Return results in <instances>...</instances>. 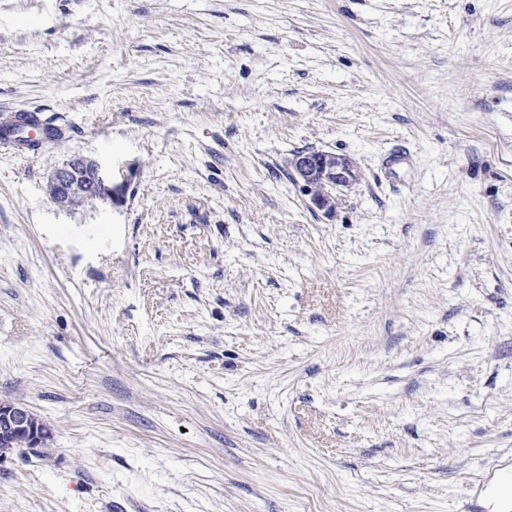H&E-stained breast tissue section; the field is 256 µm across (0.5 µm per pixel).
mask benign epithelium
<instances>
[{
	"label": "benign epithelium",
	"instance_id": "obj_1",
	"mask_svg": "<svg viewBox=\"0 0 512 512\" xmlns=\"http://www.w3.org/2000/svg\"><path fill=\"white\" fill-rule=\"evenodd\" d=\"M290 167L312 204L327 215L335 210L336 194L359 177L354 161L333 152H299L291 159ZM107 181L108 174L101 165L82 155H73L53 172L48 192L59 207L67 209L108 196ZM51 436L50 427L25 404L0 401V460L16 449L44 448Z\"/></svg>",
	"mask_w": 512,
	"mask_h": 512
}]
</instances>
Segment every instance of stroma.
I'll list each match as a JSON object with an SVG mask.
<instances>
[{
    "label": "stroma",
    "mask_w": 512,
    "mask_h": 512,
    "mask_svg": "<svg viewBox=\"0 0 512 512\" xmlns=\"http://www.w3.org/2000/svg\"><path fill=\"white\" fill-rule=\"evenodd\" d=\"M0 512H486L512 466V0H0ZM352 158L332 215L289 175ZM112 198L60 208L71 155ZM11 123L7 129L1 131L0 128V144L19 153L35 151L64 133L62 126L45 119L41 113L16 112ZM50 427L25 404L0 401V460L15 449L47 447Z\"/></svg>",
    "instance_id": "1"
}]
</instances>
